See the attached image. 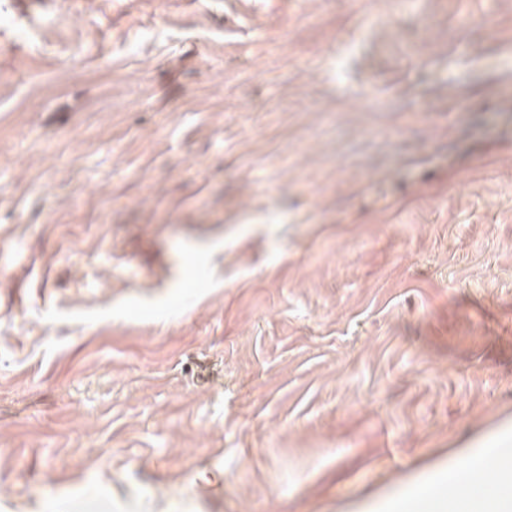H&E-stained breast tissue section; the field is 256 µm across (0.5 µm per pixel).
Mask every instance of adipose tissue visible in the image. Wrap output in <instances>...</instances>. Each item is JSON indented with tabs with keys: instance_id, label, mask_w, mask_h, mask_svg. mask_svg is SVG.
Segmentation results:
<instances>
[{
	"instance_id": "adipose-tissue-1",
	"label": "adipose tissue",
	"mask_w": 512,
	"mask_h": 512,
	"mask_svg": "<svg viewBox=\"0 0 512 512\" xmlns=\"http://www.w3.org/2000/svg\"><path fill=\"white\" fill-rule=\"evenodd\" d=\"M512 423L488 431L459 453L411 475L392 491L374 494L355 512H512ZM470 464L474 494L451 498L438 491L445 474Z\"/></svg>"
}]
</instances>
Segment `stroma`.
<instances>
[{
    "label": "stroma",
    "instance_id": "obj_1",
    "mask_svg": "<svg viewBox=\"0 0 512 512\" xmlns=\"http://www.w3.org/2000/svg\"><path fill=\"white\" fill-rule=\"evenodd\" d=\"M0 0V512H351L512 420V0Z\"/></svg>",
    "mask_w": 512,
    "mask_h": 512
}]
</instances>
